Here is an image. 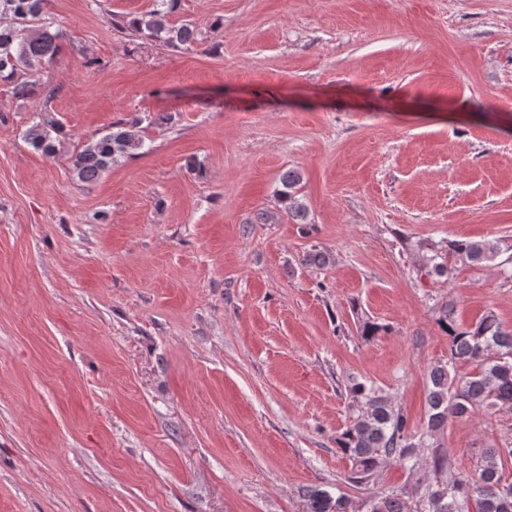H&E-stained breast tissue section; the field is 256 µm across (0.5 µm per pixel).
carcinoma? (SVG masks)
I'll list each match as a JSON object with an SVG mask.
<instances>
[{
  "label": "carcinoma",
  "mask_w": 512,
  "mask_h": 512,
  "mask_svg": "<svg viewBox=\"0 0 512 512\" xmlns=\"http://www.w3.org/2000/svg\"><path fill=\"white\" fill-rule=\"evenodd\" d=\"M178 0H153L152 8L120 26L164 45L191 47L196 30L185 23L175 26L170 17ZM48 0H0V86L18 98L36 94L28 80L31 72L50 63L59 51L61 33L47 9ZM167 116H132L108 126L100 138L87 143L71 158L78 181L92 184L112 168L121 157L142 148V123L158 126ZM60 121L48 110L25 130L24 138L33 149L51 157L56 151L53 134ZM300 174L290 169L280 179L283 211L297 224L307 223L308 208L297 195ZM448 251L464 264L494 265L512 251L502 239H456L448 241ZM326 250L312 249L304 263L318 267L332 263ZM448 335V360L434 364L428 373L427 423L417 433L408 416L396 408L382 390L358 380L349 388L351 421L336 439L341 453L351 463L348 480L365 484L387 461L404 466L417 464L421 448H437L438 435L448 421L464 419L481 410L512 411V329L505 328L489 311L478 321L463 328L456 320L454 305L448 303L438 318ZM466 364L471 371L461 374L457 366ZM512 458V444L486 448L471 472L456 468L446 454L433 458V481L414 489L416 512H512V483L503 480V460ZM303 497L309 512H350V502L342 494L307 488ZM365 512H410L404 495L398 491L372 492L363 502Z\"/></svg>",
  "instance_id": "carcinoma-1"
}]
</instances>
